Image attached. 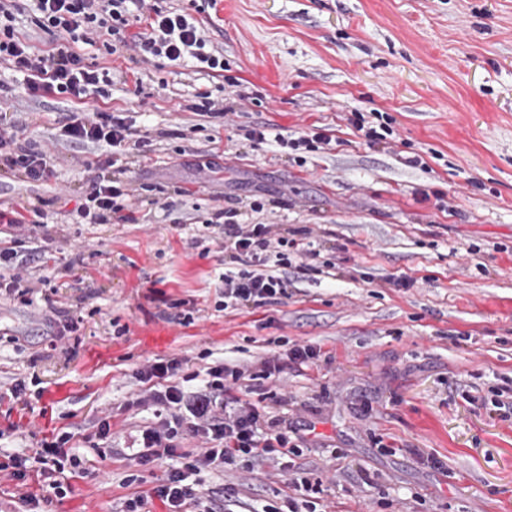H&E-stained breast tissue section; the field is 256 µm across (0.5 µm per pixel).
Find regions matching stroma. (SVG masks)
<instances>
[{"instance_id":"obj_1","label":"stroma","mask_w":512,"mask_h":512,"mask_svg":"<svg viewBox=\"0 0 512 512\" xmlns=\"http://www.w3.org/2000/svg\"><path fill=\"white\" fill-rule=\"evenodd\" d=\"M155 3L198 21L224 73L110 57L108 93L84 110L133 117L143 140L108 170L131 192L107 223L76 216L99 152L62 139L73 104L29 97L0 65V110L55 165L46 184L0 170V210L38 225L20 239L0 223V240L43 259L20 271L0 260V274L32 288L26 301L0 295V512H24L22 494L37 489L45 512H122L171 467L153 462L142 483H124L131 441L154 420L132 405L138 370L172 358L192 371L255 365L280 338L320 351L288 364L266 402L269 417L304 425L291 441L320 484L317 512H512V409L492 403L512 387V0ZM204 92L221 114L191 111ZM353 112L373 126L389 115L392 136L367 146ZM260 121L335 139L254 148L244 134ZM414 154L423 166L407 164ZM231 209L315 250L287 298L221 307L231 263L210 220ZM400 273L414 286L389 284ZM182 308L194 324L178 323ZM21 382L29 396L7 401ZM62 432L80 462L58 477L63 497L34 475L42 440ZM16 456L27 481L2 468ZM198 481L233 495L232 512H288L277 466L241 458Z\"/></svg>"}]
</instances>
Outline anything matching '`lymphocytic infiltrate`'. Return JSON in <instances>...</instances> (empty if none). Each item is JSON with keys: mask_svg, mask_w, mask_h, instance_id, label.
Returning <instances> with one entry per match:
<instances>
[{"mask_svg": "<svg viewBox=\"0 0 512 512\" xmlns=\"http://www.w3.org/2000/svg\"><path fill=\"white\" fill-rule=\"evenodd\" d=\"M31 10L39 29L56 34V44L47 51L34 49L16 31L17 17L23 12L18 0H0V62L23 74L25 91L34 98L50 95L81 104L103 95L105 86L112 83L110 70L86 64L76 50L81 43L101 45L108 55L131 51L175 65L190 58L208 73L224 69L223 52L209 47L194 18L146 6L145 0H33ZM19 132L14 120L0 117V169L32 182L50 181L54 175L51 155L20 143ZM63 134L73 148L93 146L106 154L97 163L99 173L79 209L88 223H105L123 193L105 174L115 164L108 152L139 141L140 131L130 120L100 112L71 118ZM245 138L254 146L272 141L294 149L316 144L325 147L332 142L326 127L317 126L290 139L273 133L267 123L251 126ZM221 229L224 248L239 266L238 271L225 272L222 277L228 307L261 306L286 297L287 277L264 272V265L273 259L282 267L293 266L303 272L315 256L303 246L296 248L294 255L284 253L287 238L278 236L269 224L225 223ZM182 370V361L172 359L147 363L139 371L143 382L156 380L160 386L147 388L136 400L137 405L152 408L155 421L133 439L125 481L137 482L141 469L159 459L176 457L181 464L171 469L149 496L127 499L124 512H143L151 497L160 500L167 512H220L217 503L205 499L197 488L195 476L201 469L231 465L240 457L262 464L295 453L287 434L276 420L268 418L261 403L233 395V388L250 376L248 367L225 363L206 368L202 386L189 392L172 383ZM187 436L202 439L203 447L183 450L180 441Z\"/></svg>", "mask_w": 512, "mask_h": 512, "instance_id": "f902f5d3", "label": "lymphocytic infiltrate"}]
</instances>
